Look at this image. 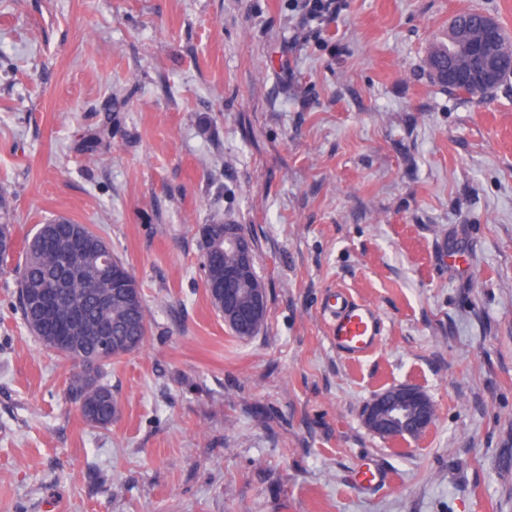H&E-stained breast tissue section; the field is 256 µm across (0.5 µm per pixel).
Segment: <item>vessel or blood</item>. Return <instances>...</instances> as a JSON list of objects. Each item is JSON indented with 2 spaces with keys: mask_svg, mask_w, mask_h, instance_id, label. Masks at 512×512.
Masks as SVG:
<instances>
[{
  "mask_svg": "<svg viewBox=\"0 0 512 512\" xmlns=\"http://www.w3.org/2000/svg\"><path fill=\"white\" fill-rule=\"evenodd\" d=\"M324 317L330 344L344 356H366L380 342V319L374 307L351 299L344 290L329 292Z\"/></svg>",
  "mask_w": 512,
  "mask_h": 512,
  "instance_id": "b4317fda",
  "label": "vessel or blood"
}]
</instances>
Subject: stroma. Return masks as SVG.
<instances>
[{"mask_svg": "<svg viewBox=\"0 0 512 512\" xmlns=\"http://www.w3.org/2000/svg\"><path fill=\"white\" fill-rule=\"evenodd\" d=\"M470 9L512 35V0H0L16 238L92 227L149 327L91 427L0 272V512H512V78L479 100L424 66ZM216 221L254 242L248 339L205 291ZM337 287L380 316L359 361ZM402 385L436 418L382 438L363 411ZM367 458L387 484L354 482ZM324 317L330 344L344 356L364 357L380 342V319L374 307L356 302L342 289L329 292Z\"/></svg>", "mask_w": 512, "mask_h": 512, "instance_id": "stroma-1", "label": "stroma"}]
</instances>
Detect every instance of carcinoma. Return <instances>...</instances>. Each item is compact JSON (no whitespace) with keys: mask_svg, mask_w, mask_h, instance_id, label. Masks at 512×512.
<instances>
[{"mask_svg":"<svg viewBox=\"0 0 512 512\" xmlns=\"http://www.w3.org/2000/svg\"><path fill=\"white\" fill-rule=\"evenodd\" d=\"M478 14L465 11L458 14L451 31L466 36L475 26ZM445 63L448 77H453L460 65L457 54L449 53V45H436L427 56L428 63ZM205 288L213 308L224 311V225H201ZM105 239L85 224L76 225L66 219L42 224L22 246V261L15 267L19 309L29 331L46 348H52L55 325L47 322L35 306V300L49 287L50 279L63 266L77 267L83 276L74 277L64 289L61 303L75 306L81 313L85 329L71 336V346L56 353L65 357H81L84 369L68 387L69 394L78 404L85 423L106 429L112 424L114 399L112 387L102 382L104 369L112 362L140 348L147 336L148 323L144 299L131 309L122 297L114 295L112 274L90 266L99 245ZM17 250L14 225L0 223V267L13 259ZM114 337L112 357L101 360L96 339L102 333Z\"/></svg>","mask_w":512,"mask_h":512,"instance_id":"1","label":"carcinoma"}]
</instances>
